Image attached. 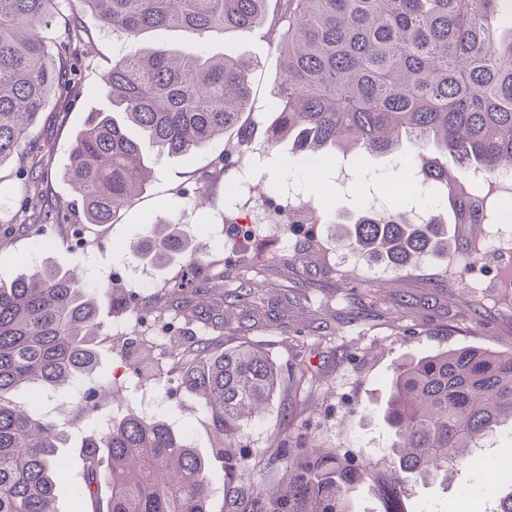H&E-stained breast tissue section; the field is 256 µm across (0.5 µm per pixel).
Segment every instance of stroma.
I'll list each match as a JSON object with an SVG mask.
<instances>
[{
	"instance_id": "1",
	"label": "stroma",
	"mask_w": 512,
	"mask_h": 512,
	"mask_svg": "<svg viewBox=\"0 0 512 512\" xmlns=\"http://www.w3.org/2000/svg\"><path fill=\"white\" fill-rule=\"evenodd\" d=\"M76 15L83 23L80 39L73 44L79 57L77 74L71 84L52 93L29 132V140L48 171L40 189L49 208L71 199L63 170L73 137L89 112L109 109L101 76L124 48L116 33L84 13L79 0H60L46 35L64 36L68 18ZM208 48L214 54L229 51L252 62L253 103L255 108H263L280 68L270 26L214 36ZM223 155L224 143L217 140L187 159H153L155 174L146 190L112 223L86 225L84 247H75L70 237L57 229L41 237L17 232L0 242L2 281L13 279L23 263L46 259L63 269H81L91 286L114 283L130 289L134 286L132 273H140L152 278L155 286L150 295L159 298L170 282L179 278L180 264L161 272L137 261L130 248L148 234L157 219L167 217L194 238L198 261L214 256L221 259L225 288L238 286L248 276L258 282L274 281L284 292L274 317L259 314L242 324L225 320L224 333L214 342L219 349L241 342L256 346L280 371L279 394L261 418L246 426L242 439L246 460L234 490L225 489L224 463L212 457L215 442L205 409L178 382L181 370L169 342L195 333L178 310H169L166 316L175 325L173 334L160 338L137 328L135 311L142 308V300H134L130 312L102 310L104 334L95 377L111 383L118 394L107 413L81 414L78 391L70 387L46 395L24 388L14 392L12 399L17 405L39 408L64 424L71 435L70 447L62 451L69 476L57 486L58 512H77L83 471L81 439L101 430L107 418L119 419L133 411L168 421L190 447L211 460L212 493L207 512H226L230 495L245 497L256 487L280 480L284 473L276 459L280 439L300 432L349 458L366 455L379 461L376 485L364 484L351 492L353 512H496L495 496L481 490L471 472L448 479L440 475L430 478L407 487L394 502L378 491L377 484L397 465L390 448V430L382 419L397 361L465 344L512 351V300L499 295L491 275L498 258L488 253L470 261L472 241L464 227L456 224L448 240L450 258L470 264L456 281L448 279L449 258H430L403 275L375 280L359 259L337 269V254L348 250L340 240L337 215L367 201L369 194L378 190L383 175H392L403 184L412 180L413 172L397 170L387 158L370 166L361 164L355 191L339 193L334 188L335 163L309 165L292 156L284 145L262 170L261 194L269 199L294 189L319 211L323 221L264 224L253 239L237 245L218 222L234 205L225 190L240 177L236 169L214 176ZM17 169L14 163L0 167V224L25 220L22 200L27 188L17 177ZM201 192L209 197L202 210L194 206ZM478 276L483 284L476 292L470 283ZM144 347L153 351L151 362H141L138 357ZM303 364L311 369L312 380L301 381L299 367ZM171 376L177 382L169 387L165 381Z\"/></svg>"
}]
</instances>
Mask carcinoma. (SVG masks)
<instances>
[{
  "label": "carcinoma",
  "mask_w": 512,
  "mask_h": 512,
  "mask_svg": "<svg viewBox=\"0 0 512 512\" xmlns=\"http://www.w3.org/2000/svg\"><path fill=\"white\" fill-rule=\"evenodd\" d=\"M118 33L128 50L104 74L112 103L95 111L74 138L67 181L88 224H109L148 186L144 146L187 158L230 131L223 169L239 167L238 147L257 138L243 121L253 110L252 65L233 53L207 55L137 46L145 31L178 27L201 45L213 34L259 27L278 31L281 60L260 138L267 153L284 139L307 159L417 163V177L448 190V217L415 223L401 204L361 206L336 219L367 262L394 273L448 254L445 224H480L483 201L460 190L474 169L512 171V0H80ZM59 0H0V164L37 154L31 125L50 93L68 83L72 40L43 35ZM143 140L128 136L126 123ZM27 183V232L41 236L48 218L40 161L20 167ZM190 251L181 225L160 220L132 246L134 258L161 265ZM123 288H87L73 270L49 262L0 281V512H58L59 449L68 434L40 413L17 407L22 386L49 391L85 386L79 402L97 413L116 397L94 380L100 311ZM258 292L224 291L188 258L168 291L190 321L217 329L213 307L237 308ZM185 385L200 400L217 451L231 448L249 420L267 410L279 373L260 349L240 345L217 354L205 338L180 351ZM384 409L399 458L389 493L432 475L476 469L471 450L512 421V352L478 346L442 350L394 365ZM283 439V481L230 501L231 512H349L346 500L372 479L378 462L354 463L304 437ZM79 494L101 512L93 486L111 488L107 512H206L208 462L163 419L129 414L81 443Z\"/></svg>",
  "instance_id": "1"
}]
</instances>
